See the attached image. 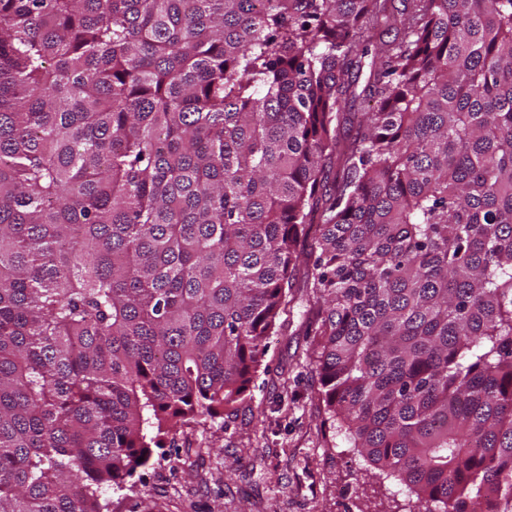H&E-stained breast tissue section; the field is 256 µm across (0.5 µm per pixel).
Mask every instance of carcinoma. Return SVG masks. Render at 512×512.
<instances>
[{
    "label": "carcinoma",
    "instance_id": "cac0c4a2",
    "mask_svg": "<svg viewBox=\"0 0 512 512\" xmlns=\"http://www.w3.org/2000/svg\"><path fill=\"white\" fill-rule=\"evenodd\" d=\"M298 292L354 447L512 512V0H0V512H112Z\"/></svg>",
    "mask_w": 512,
    "mask_h": 512
}]
</instances>
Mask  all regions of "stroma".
Here are the masks:
<instances>
[{
	"instance_id": "stroma-1",
	"label": "stroma",
	"mask_w": 512,
	"mask_h": 512,
	"mask_svg": "<svg viewBox=\"0 0 512 512\" xmlns=\"http://www.w3.org/2000/svg\"><path fill=\"white\" fill-rule=\"evenodd\" d=\"M311 350V337L270 336L238 412L180 431L112 491V512H413L415 495L338 432Z\"/></svg>"
}]
</instances>
